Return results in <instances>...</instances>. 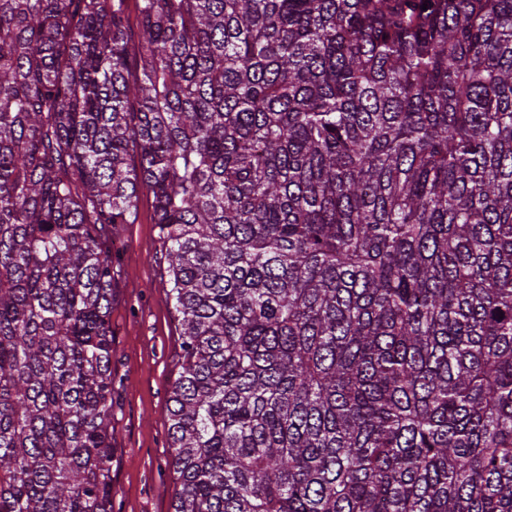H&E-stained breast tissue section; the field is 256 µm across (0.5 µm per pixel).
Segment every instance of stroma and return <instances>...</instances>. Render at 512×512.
Segmentation results:
<instances>
[{
	"label": "stroma",
	"instance_id": "obj_1",
	"mask_svg": "<svg viewBox=\"0 0 512 512\" xmlns=\"http://www.w3.org/2000/svg\"><path fill=\"white\" fill-rule=\"evenodd\" d=\"M112 505L114 512H171L166 467L167 399L176 377L172 308L153 257V198L141 190L136 218L112 229Z\"/></svg>",
	"mask_w": 512,
	"mask_h": 512
}]
</instances>
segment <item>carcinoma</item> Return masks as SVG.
Here are the masks:
<instances>
[{"label": "carcinoma", "mask_w": 512, "mask_h": 512, "mask_svg": "<svg viewBox=\"0 0 512 512\" xmlns=\"http://www.w3.org/2000/svg\"><path fill=\"white\" fill-rule=\"evenodd\" d=\"M123 2L0 0V512H113L142 187L173 512H512V0Z\"/></svg>", "instance_id": "carcinoma-1"}]
</instances>
